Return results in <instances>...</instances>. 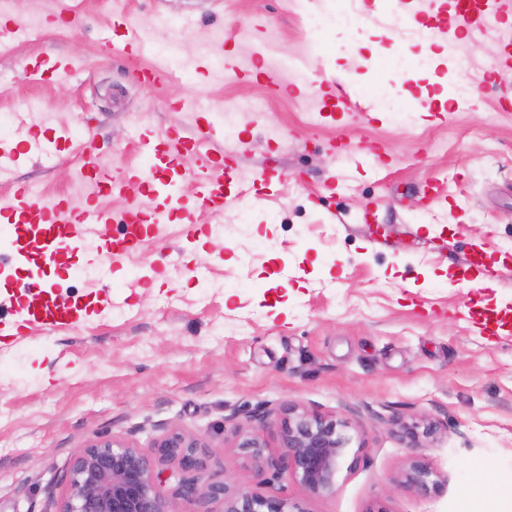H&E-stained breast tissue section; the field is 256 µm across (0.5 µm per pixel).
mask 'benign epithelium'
<instances>
[{
    "mask_svg": "<svg viewBox=\"0 0 512 512\" xmlns=\"http://www.w3.org/2000/svg\"><path fill=\"white\" fill-rule=\"evenodd\" d=\"M233 413L230 420L240 436L237 447L259 473L283 474L296 481L312 498L336 491V475L352 438L345 421L288 408L280 419V450L273 452L257 430L249 431ZM395 432L408 448L422 447L436 425L426 417L397 419ZM209 444L201 437L172 428L144 451L126 437H102L89 442L69 463L59 512H181L177 501H220L221 512H287V503L260 497L247 488L225 482L199 485L194 474L206 466ZM179 474L177 488L163 489L164 466ZM398 486L425 496L437 491L442 480L418 456L406 462Z\"/></svg>",
    "mask_w": 512,
    "mask_h": 512,
    "instance_id": "7a95c632",
    "label": "benign epithelium"
}]
</instances>
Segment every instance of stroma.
Returning <instances> with one entry per match:
<instances>
[{
	"mask_svg": "<svg viewBox=\"0 0 512 512\" xmlns=\"http://www.w3.org/2000/svg\"><path fill=\"white\" fill-rule=\"evenodd\" d=\"M82 31L65 21L38 41L0 51V147L29 135L65 136L59 158L34 156L0 174V194L34 186L41 197H78V145L94 135L105 178L139 162L145 131L189 132L203 96L209 121L224 125V102H250L239 115L243 145L230 160L250 189L247 203L223 214L195 204L181 187L197 237L180 217L113 260L110 273L88 265L121 232L132 203L151 207L138 182L97 198L110 224L82 226L77 249L57 263L55 297L82 307L62 327L33 325L0 335V512H58L70 460L90 441L116 435L150 449L179 427L211 447L201 483L225 481L287 501L289 512H512V328L487 340L479 302L500 297L512 316V65L501 53L512 27L456 31L457 52L422 71H394L387 60L424 53V33L396 29L377 0H352L359 24L322 27L310 18L336 0H68ZM130 20L155 46L177 43L185 72L157 88L132 58L104 45L115 21ZM221 33L223 51L207 42ZM267 45L281 72L303 77L272 90L246 62L241 33ZM37 60L62 61L61 77L31 82ZM479 94L467 99L463 83ZM340 89L350 109L311 123L312 106ZM429 109L408 123L385 113L368 123L379 93ZM42 112H26L28 100ZM277 127L282 135L269 139ZM344 139L345 149L335 148ZM376 146L379 164L366 151ZM279 180L263 185L262 174ZM443 180L447 204L428 209V178ZM224 235L211 236L216 218ZM385 225L374 236L372 225ZM15 229L0 223V318L6 298L33 291L18 266ZM205 245H198V237ZM497 269L492 287L474 286L471 260ZM161 277L153 287L149 275ZM295 406L348 423L352 443L333 495L312 499L288 477L265 480L237 449L232 413L253 415L269 447L280 427L262 426L269 409ZM425 416L437 434L421 449L404 446L397 418ZM421 456L446 483L420 497L398 486ZM493 482V496L481 490Z\"/></svg>",
	"mask_w": 512,
	"mask_h": 512,
	"instance_id": "1",
	"label": "stroma"
}]
</instances>
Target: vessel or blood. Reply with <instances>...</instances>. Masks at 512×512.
Returning a JSON list of instances; mask_svg holds the SVG:
<instances>
[{
  "label": "vessel or blood",
  "instance_id": "b4317fda",
  "mask_svg": "<svg viewBox=\"0 0 512 512\" xmlns=\"http://www.w3.org/2000/svg\"><path fill=\"white\" fill-rule=\"evenodd\" d=\"M455 16L464 28L481 25L490 18L512 15V0H454ZM120 40L128 54L138 58L149 53L147 38L134 31L129 23L113 24L104 36L105 43ZM138 151L147 166L134 171L145 193L155 202L152 214H145L137 206L127 208L124 215L126 232L112 239L107 256L118 258L134 250L142 236L152 232L156 225L167 223L171 216L187 211L188 206L178 194L181 181L195 182L198 204L215 211L237 204L244 192L235 190L238 176L227 160L230 150L222 134L209 121L196 123L191 134L144 135L137 142ZM195 154L200 164L197 169H184L185 154ZM0 217L15 224L20 251L35 249L43 256L60 255L66 248L78 244L79 229L86 224H104L108 215L97 208L75 209L64 198L38 205L31 201L25 188L0 195ZM103 255V256H106ZM103 256L92 255V262H101ZM21 319L29 324L47 326L65 325L76 321L77 310L72 306H59L51 300L29 303L21 309Z\"/></svg>",
  "mask_w": 512,
  "mask_h": 512
}]
</instances>
